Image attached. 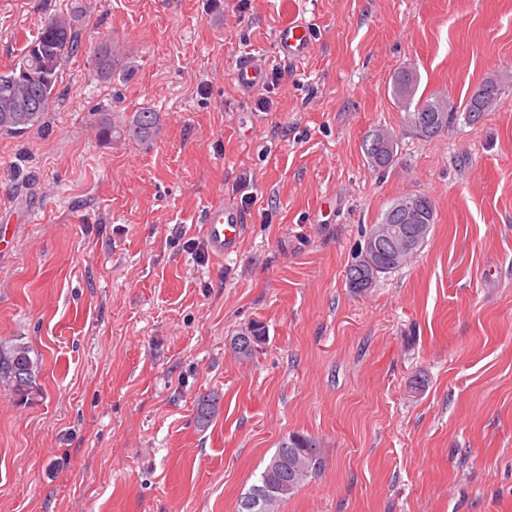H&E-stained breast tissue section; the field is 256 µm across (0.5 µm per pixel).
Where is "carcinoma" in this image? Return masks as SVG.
<instances>
[{"label": "carcinoma", "mask_w": 512, "mask_h": 512, "mask_svg": "<svg viewBox=\"0 0 512 512\" xmlns=\"http://www.w3.org/2000/svg\"><path fill=\"white\" fill-rule=\"evenodd\" d=\"M80 46L71 20L57 16L49 20L37 37L26 43L24 52L10 69L0 71V133L22 136L42 127L48 112L58 99L60 71ZM121 55L120 47L104 41L94 50V66L103 77L112 75ZM420 73L402 68L395 75L392 96L405 112V127L420 139H432L454 125L458 119L474 121L492 111L498 103L500 87L497 80L488 77L476 86L459 107L436 95L418 93ZM28 95L37 97L43 108L39 112H17L18 104ZM99 137L104 140H135L147 143L160 131L159 113L143 108L137 112L106 113L96 124ZM398 137L389 134L382 140L378 132L367 135L362 142L369 164L383 168L392 162ZM374 264L379 274L401 269L391 260L375 256L364 247L352 266ZM36 365L29 356V348L15 344L8 349L0 347V382L21 392L32 384ZM220 398L215 392L200 394L194 402L195 417L206 425L218 413ZM323 457L318 441L303 433H293L281 440L279 447L265 465L255 486L268 490L267 512H278L280 504L292 496L310 477L322 468Z\"/></svg>", "instance_id": "1"}]
</instances>
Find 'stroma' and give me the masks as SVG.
I'll return each mask as SVG.
<instances>
[{"instance_id": "1", "label": "stroma", "mask_w": 512, "mask_h": 512, "mask_svg": "<svg viewBox=\"0 0 512 512\" xmlns=\"http://www.w3.org/2000/svg\"><path fill=\"white\" fill-rule=\"evenodd\" d=\"M60 15L81 45L47 128L0 134V345L38 364L0 387V512H237L295 432L324 468L280 512H512V0H0V70ZM297 20L313 46L290 63L275 33ZM404 67L457 103L497 77L499 104L420 139ZM143 107L152 143L98 138L100 113ZM382 126L400 139L377 170L361 143ZM418 192L426 243L351 292L364 228ZM220 199L245 217L221 259ZM121 55L120 47L117 42L105 40L99 44L94 50V66L96 71L102 77L112 75V71L116 62L119 61ZM264 73L261 60L246 57L238 62L234 71V79L241 90L249 93L261 86ZM243 222L242 213L224 203H216L208 209L205 234L215 257L224 258V252H229L236 246ZM220 398L215 392L199 394L194 402L195 417L201 425H207L218 413Z\"/></svg>"}]
</instances>
